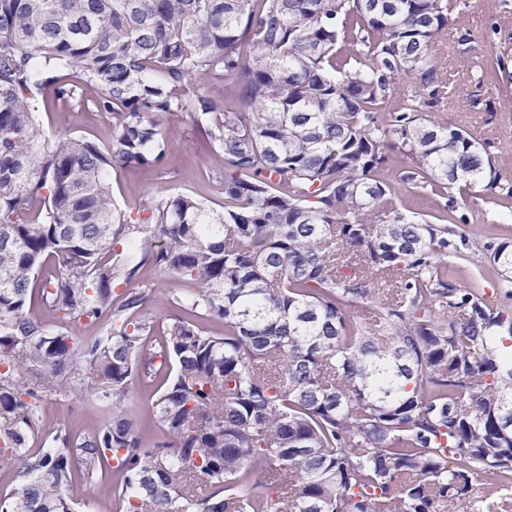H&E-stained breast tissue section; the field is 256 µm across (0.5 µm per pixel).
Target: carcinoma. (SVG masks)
I'll use <instances>...</instances> for the list:
<instances>
[{"label":"carcinoma","mask_w":512,"mask_h":512,"mask_svg":"<svg viewBox=\"0 0 512 512\" xmlns=\"http://www.w3.org/2000/svg\"><path fill=\"white\" fill-rule=\"evenodd\" d=\"M467 7L0 0V462L16 464L0 512H75L77 482L112 459L126 512H442L479 481L512 512V238L458 231L461 194L512 212V179L438 118L435 46ZM508 65L492 52L482 75ZM401 73L413 90L386 112ZM84 83L121 109L110 144L41 137V104ZM197 111L220 113L206 136L224 210L173 194L132 223L109 177L165 164L159 118ZM401 184L445 203L411 215ZM466 248L498 269V300L448 280ZM48 257L57 274L37 287ZM147 265L199 288L173 295L155 344L145 294L113 296ZM35 298L66 329L31 315ZM106 312L98 333L71 334ZM62 377L101 423L46 432ZM144 378L157 397L143 424L126 400Z\"/></svg>","instance_id":"obj_1"}]
</instances>
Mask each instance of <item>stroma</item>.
I'll return each instance as SVG.
<instances>
[{
    "label": "stroma",
    "mask_w": 512,
    "mask_h": 512,
    "mask_svg": "<svg viewBox=\"0 0 512 512\" xmlns=\"http://www.w3.org/2000/svg\"><path fill=\"white\" fill-rule=\"evenodd\" d=\"M500 0H470V6L460 22L449 27L440 38L437 54L448 68L454 98L442 119L445 123L468 130L476 139L490 140L491 151L499 166L512 173V77L477 82L474 74L488 52L500 48L512 51V14L501 13ZM498 22V33H491V22ZM468 44H461V37ZM99 92L84 86L79 97L70 103H47L39 115V130L43 136L56 137L66 133L106 145L112 138L118 116L101 112L95 107ZM215 115L185 112L178 118L163 122L162 129L171 145L168 161L163 168L144 170L129 168L110 178L114 203L137 222H145L154 198L160 195L186 193L206 198L211 207H224V160L204 134L214 125ZM468 207L478 215V222L462 225L468 236L484 241L512 237V224L495 221V209L485 197L474 196ZM449 280L463 288L492 291L496 286V269L480 255H466L448 268ZM145 289L148 294L141 307L142 316L165 324L175 312L174 293L182 284L165 268L145 267L139 279L131 285L115 286V296L128 288ZM45 428H60L82 432L98 424L102 415L87 397H49L44 402Z\"/></svg>",
    "instance_id": "obj_1"
}]
</instances>
